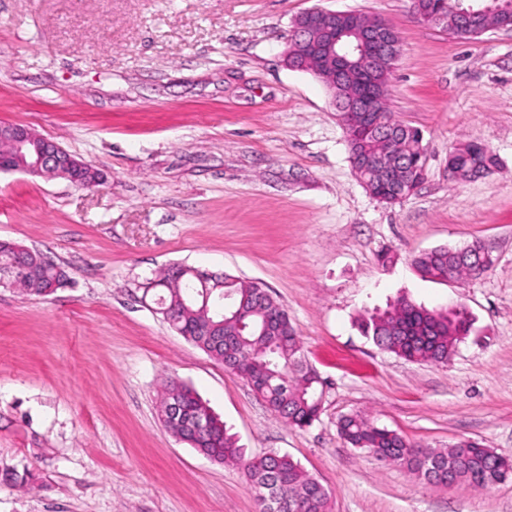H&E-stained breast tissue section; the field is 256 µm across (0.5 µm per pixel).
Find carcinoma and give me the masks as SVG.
Here are the masks:
<instances>
[{
    "label": "carcinoma",
    "instance_id": "1",
    "mask_svg": "<svg viewBox=\"0 0 512 512\" xmlns=\"http://www.w3.org/2000/svg\"><path fill=\"white\" fill-rule=\"evenodd\" d=\"M479 4L496 3L497 20L512 21V0H477ZM381 111L392 129L393 150L400 165L413 180H424L426 157L418 130L395 121L387 99L379 102ZM350 152L372 155L379 151L378 139L365 136L349 143ZM462 170V180H469L468 171L490 173L499 166L497 155L480 142L459 144L450 150ZM367 190L380 201L396 202L394 187L376 169L363 172ZM411 187L400 191L402 197L410 195ZM0 256L16 262L20 271L9 285L22 294L45 295L43 284L55 280L58 286L67 281L66 271L42 253L19 248L14 242L0 243ZM424 278L444 280L448 268L454 267L460 278H470L473 259H459L450 248H439L413 260ZM250 282L239 277L224 275L222 290L231 293L234 300L245 303L250 312L247 328L233 324L224 327V342L216 343L200 335L198 327L202 316L201 303L186 311L182 301L202 290L201 283L187 274L175 282L167 271L153 280V288L161 290L157 304L166 322L186 340L193 343L211 359L224 363V368L246 379L252 390L275 415L289 425L308 427L319 418L325 383L313 377L312 369L301 354V345L288 312L272 295L258 296L249 288ZM274 317L288 333L285 341L263 339L258 329L266 318ZM362 333L376 347L414 362L446 364L456 345L471 329V319L463 308L429 310L410 300L401 299L379 314L360 319ZM179 400L188 413L205 411L208 406L190 388L177 382L164 387L160 415L173 433L181 432L180 424L170 419L169 404ZM338 432L352 448L366 450L378 458L407 466L429 484L439 485L448 479V464L458 470V485L467 489L485 490L500 483L502 473L488 461V448L476 441L462 440L458 452L415 446L397 433L380 428L362 414L343 417ZM204 447L198 452L223 463L241 459L240 448L227 434L224 424L211 418V425L203 435ZM246 475L256 494L259 512H331L329 491L301 465L286 454L268 453L245 464Z\"/></svg>",
    "mask_w": 512,
    "mask_h": 512
}]
</instances>
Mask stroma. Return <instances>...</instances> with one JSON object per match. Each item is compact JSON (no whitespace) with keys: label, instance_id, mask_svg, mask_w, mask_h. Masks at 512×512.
<instances>
[{"label":"stroma","instance_id":"stroma-1","mask_svg":"<svg viewBox=\"0 0 512 512\" xmlns=\"http://www.w3.org/2000/svg\"><path fill=\"white\" fill-rule=\"evenodd\" d=\"M315 6L400 36L389 110L421 130L426 154L400 203L355 174L324 83L283 64L295 18ZM0 121L103 175L83 189L0 172V241L69 274L46 297L0 286V512H257L242 464L212 462L161 422L170 380L245 460H298L332 512H512V480L428 484L338 433L361 413L412 443L470 439L512 457V29L459 39L419 23L409 0H0ZM469 141L500 166L451 179L448 151ZM476 239L497 257L479 278L430 280L412 265ZM174 263L267 286L329 382L318 421L289 426L169 326L143 286ZM403 296L468 311L447 365L358 330Z\"/></svg>","mask_w":512,"mask_h":512}]
</instances>
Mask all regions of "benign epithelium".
<instances>
[{"instance_id":"7a95c632","label":"benign epithelium","mask_w":512,"mask_h":512,"mask_svg":"<svg viewBox=\"0 0 512 512\" xmlns=\"http://www.w3.org/2000/svg\"><path fill=\"white\" fill-rule=\"evenodd\" d=\"M410 9L420 22L441 25L450 35L463 31L481 35L492 27L491 10L487 7L463 10L459 22L452 27L448 26V16L433 0L426 7L420 5V0H411ZM357 52L364 55V75L372 91L365 97L353 98L341 110L338 119L350 134L356 129L376 133L381 121L373 101L384 92L385 86L375 79V75L379 70L394 68L400 54V41L390 24L350 11L309 8L294 20L284 62L291 69L297 70L302 65L340 80L346 72L347 56ZM0 143H7L14 150L13 155L0 157V172H23L47 180L61 178L74 186L80 185L74 173L86 168L87 163L30 127L1 122ZM350 162L355 170L364 165L376 167L390 181L401 174V166L393 159L389 147L366 160L353 156ZM228 298L227 293L218 294L214 311L230 313L239 327H245L246 310L226 302Z\"/></svg>"}]
</instances>
